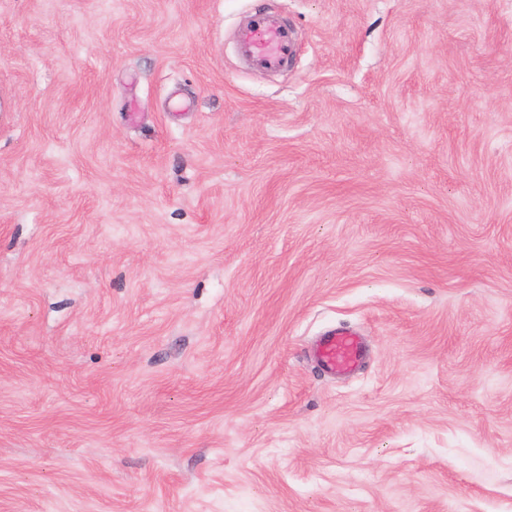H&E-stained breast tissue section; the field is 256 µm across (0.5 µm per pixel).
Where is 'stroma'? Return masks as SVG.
Here are the masks:
<instances>
[{
    "label": "stroma",
    "instance_id": "1",
    "mask_svg": "<svg viewBox=\"0 0 512 512\" xmlns=\"http://www.w3.org/2000/svg\"><path fill=\"white\" fill-rule=\"evenodd\" d=\"M0 512H512V0H0ZM239 42L243 54L261 66H281L291 55L288 30L267 17L258 18L251 28L242 31ZM363 356V345L358 334L349 329L331 330L318 343L316 357L329 372L354 370Z\"/></svg>",
    "mask_w": 512,
    "mask_h": 512
}]
</instances>
